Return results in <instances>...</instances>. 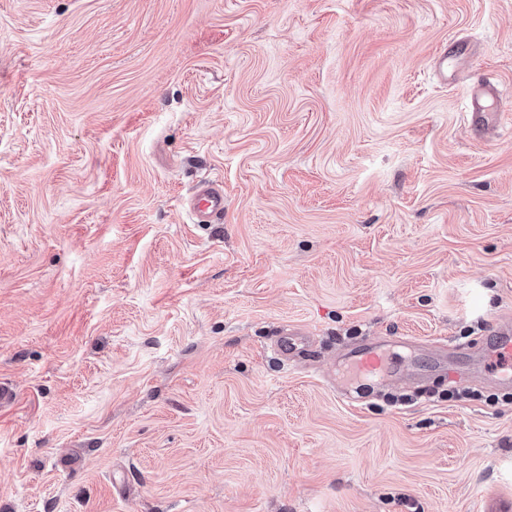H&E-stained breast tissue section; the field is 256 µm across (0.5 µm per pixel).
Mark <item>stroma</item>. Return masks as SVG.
<instances>
[{
  "mask_svg": "<svg viewBox=\"0 0 512 512\" xmlns=\"http://www.w3.org/2000/svg\"><path fill=\"white\" fill-rule=\"evenodd\" d=\"M510 314L512 0H0V512L512 502ZM486 100H496L488 90L480 89L471 97L468 113L470 124L477 130L488 128L495 120V113L490 112ZM189 208L199 224H212L224 218V188L218 184L199 185L189 199ZM496 339L491 344V352L497 359L494 371L496 382L503 389L512 385V329L507 322L496 327ZM271 348L276 360L283 365L296 362L297 356H311L313 341L309 333L297 329H282ZM385 353L386 350L378 342L353 346L347 353V367L366 378L382 381L389 377Z\"/></svg>",
  "mask_w": 512,
  "mask_h": 512,
  "instance_id": "stroma-1",
  "label": "stroma"
}]
</instances>
